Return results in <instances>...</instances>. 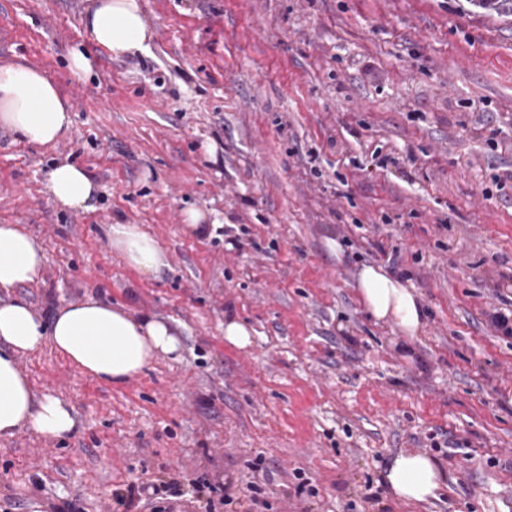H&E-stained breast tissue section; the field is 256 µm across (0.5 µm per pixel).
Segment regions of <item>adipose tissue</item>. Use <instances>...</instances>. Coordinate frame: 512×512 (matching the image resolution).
Returning a JSON list of instances; mask_svg holds the SVG:
<instances>
[{
	"label": "adipose tissue",
	"mask_w": 512,
	"mask_h": 512,
	"mask_svg": "<svg viewBox=\"0 0 512 512\" xmlns=\"http://www.w3.org/2000/svg\"><path fill=\"white\" fill-rule=\"evenodd\" d=\"M86 29L90 40L114 58L143 53L150 37L140 0H92ZM70 110L56 83L38 69L0 66V126L25 141L50 145L71 127ZM53 203L69 210L87 209L96 187L81 168L68 162L50 172ZM113 249L139 273L153 277L168 266L165 251L139 225L115 223L108 230ZM47 256L25 229L0 224V288L37 280ZM360 300L377 320L395 325L407 337L423 330V309L414 288L384 266L366 264L357 277ZM0 438L28 428L48 438H62L77 425L73 409L54 396H36L15 361L19 352L52 346L88 375L120 383L142 372L158 354L181 347L164 321L137 317L95 297L61 308L43 322L23 300L0 301ZM448 478L431 456L399 452L385 473L394 497L404 503L436 499Z\"/></svg>",
	"instance_id": "1"
}]
</instances>
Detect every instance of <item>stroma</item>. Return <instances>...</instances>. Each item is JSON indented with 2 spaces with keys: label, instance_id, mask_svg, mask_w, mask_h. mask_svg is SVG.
I'll return each instance as SVG.
<instances>
[{
  "label": "stroma",
  "instance_id": "1",
  "mask_svg": "<svg viewBox=\"0 0 512 512\" xmlns=\"http://www.w3.org/2000/svg\"><path fill=\"white\" fill-rule=\"evenodd\" d=\"M146 54L88 37L89 0H0V65L37 68L73 125L35 145L0 128V224L48 261L0 299L43 319L94 296L169 324L178 355L127 382L52 345L15 359L76 431L0 439V512H512V16L471 0H141ZM93 62L69 69L73 51ZM96 185L53 205L61 162ZM206 212L205 233L183 223ZM137 224L159 277L108 241ZM336 239L342 255L329 251ZM395 265L425 311L410 339L360 302ZM251 331L226 343L224 322ZM435 457L437 500L383 475ZM144 501L121 504L130 488ZM224 339L231 345L245 348L251 344V333L243 323L228 319L224 322ZM394 497L404 503H424L438 498L448 473L431 456L400 451L385 473Z\"/></svg>",
  "mask_w": 512,
  "mask_h": 512
}]
</instances>
